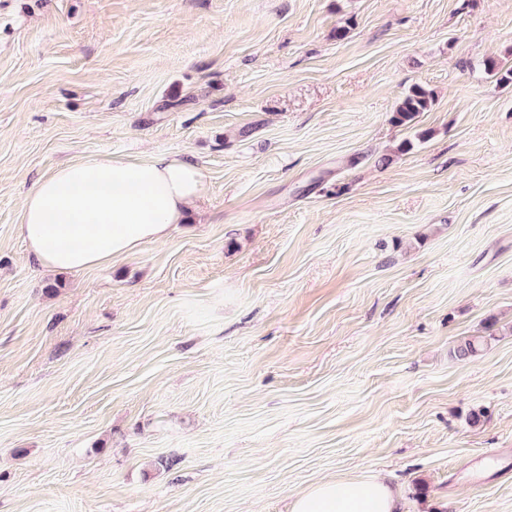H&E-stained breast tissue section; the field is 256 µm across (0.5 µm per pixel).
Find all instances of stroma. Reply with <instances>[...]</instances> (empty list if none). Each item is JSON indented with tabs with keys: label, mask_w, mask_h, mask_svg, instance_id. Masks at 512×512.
Listing matches in <instances>:
<instances>
[{
	"label": "stroma",
	"mask_w": 512,
	"mask_h": 512,
	"mask_svg": "<svg viewBox=\"0 0 512 512\" xmlns=\"http://www.w3.org/2000/svg\"><path fill=\"white\" fill-rule=\"evenodd\" d=\"M492 60L512 0H0V512H286L332 477L512 512ZM159 152L206 174L185 223L41 272L32 184ZM433 103V95L422 86H414L397 105L391 122L399 126H411L421 112L427 111Z\"/></svg>",
	"instance_id": "stroma-1"
}]
</instances>
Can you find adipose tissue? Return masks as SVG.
I'll return each instance as SVG.
<instances>
[{
  "instance_id": "obj_1",
  "label": "adipose tissue",
  "mask_w": 512,
  "mask_h": 512,
  "mask_svg": "<svg viewBox=\"0 0 512 512\" xmlns=\"http://www.w3.org/2000/svg\"><path fill=\"white\" fill-rule=\"evenodd\" d=\"M190 157H89L41 176L26 192L17 224L43 268L84 271L166 239L204 194ZM400 496L379 479L328 478L296 495L291 512H398Z\"/></svg>"
}]
</instances>
